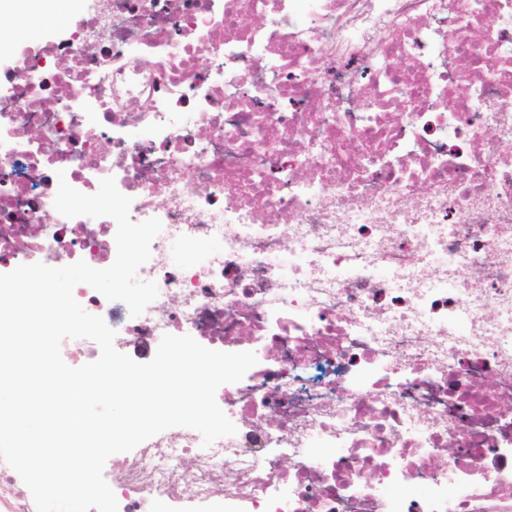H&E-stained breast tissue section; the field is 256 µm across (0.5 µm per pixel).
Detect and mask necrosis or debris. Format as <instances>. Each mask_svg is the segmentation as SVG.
<instances>
[{"label":"necrosis or debris","instance_id":"1","mask_svg":"<svg viewBox=\"0 0 512 512\" xmlns=\"http://www.w3.org/2000/svg\"><path fill=\"white\" fill-rule=\"evenodd\" d=\"M61 172L162 223L141 315L73 291L116 350L258 359L216 393L235 435L113 458L119 512H512V0H86L65 32L22 0L1 270L114 262ZM32 506L0 460V512Z\"/></svg>","mask_w":512,"mask_h":512}]
</instances>
